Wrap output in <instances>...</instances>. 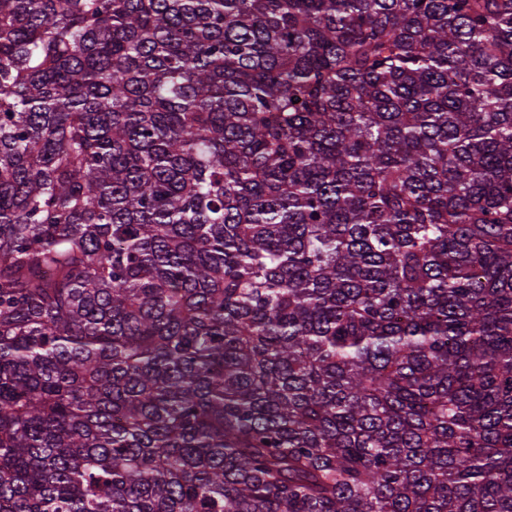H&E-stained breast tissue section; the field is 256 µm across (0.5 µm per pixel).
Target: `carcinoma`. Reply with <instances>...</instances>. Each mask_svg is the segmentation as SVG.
Here are the masks:
<instances>
[{"instance_id": "carcinoma-1", "label": "carcinoma", "mask_w": 512, "mask_h": 512, "mask_svg": "<svg viewBox=\"0 0 512 512\" xmlns=\"http://www.w3.org/2000/svg\"><path fill=\"white\" fill-rule=\"evenodd\" d=\"M0 512H512V0H0Z\"/></svg>"}]
</instances>
